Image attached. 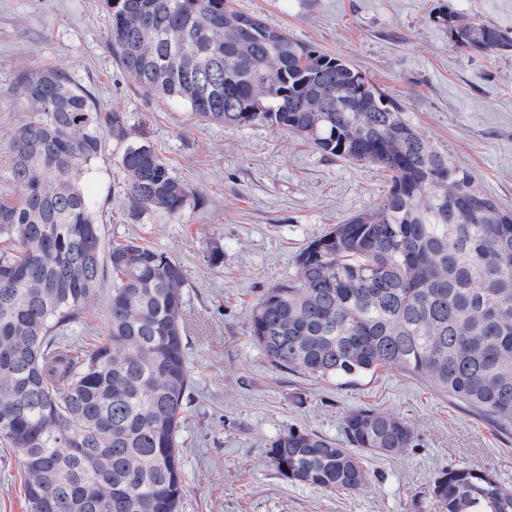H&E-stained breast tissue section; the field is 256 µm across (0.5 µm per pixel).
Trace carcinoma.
<instances>
[{"label": "carcinoma", "mask_w": 512, "mask_h": 512, "mask_svg": "<svg viewBox=\"0 0 512 512\" xmlns=\"http://www.w3.org/2000/svg\"><path fill=\"white\" fill-rule=\"evenodd\" d=\"M108 41L139 90L224 126L267 124L387 173L375 207L311 241L267 289L249 334L271 364L356 382L383 369L422 377L512 423V211L434 149L397 101L346 61L232 0H107ZM453 46L512 53V30L445 15ZM27 104L0 202V447L23 460L29 512H180L178 435L191 378L186 276L136 239L108 246L81 189L126 116L62 72L18 87ZM130 212L175 215L191 189L147 142L119 158ZM112 276L107 328L88 349L59 341ZM402 418L360 408L342 439L293 428L266 444L286 480L324 492L368 483L361 454L412 446ZM433 512H512V490L467 465L440 471Z\"/></svg>", "instance_id": "carcinoma-1"}]
</instances>
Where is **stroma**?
I'll list each match as a JSON object with an SVG mask.
<instances>
[{
    "mask_svg": "<svg viewBox=\"0 0 512 512\" xmlns=\"http://www.w3.org/2000/svg\"><path fill=\"white\" fill-rule=\"evenodd\" d=\"M294 38L344 59L405 108L417 131L512 209V53L456 49L442 13L512 29V0H235ZM106 0H0V200L8 146L25 109L15 94L30 70L53 67L104 109L124 112L194 192L179 214L131 215L120 189L122 142L107 140L85 191L102 211L106 243L128 238L166 251L186 271L184 317L191 387L179 435L180 512H430L428 488L468 464L512 489V425L400 371L357 383L317 381L273 367L248 332L260 295L296 273L300 252L388 190L367 163L330 158L275 126L227 128L143 95L107 42ZM222 263H207L212 246ZM111 280L81 313L71 342L103 338ZM374 408L413 428V447L364 454L363 491L323 492L283 479L266 443L288 428L338 440L345 414ZM17 454L0 449V512H27Z\"/></svg>",
    "mask_w": 512,
    "mask_h": 512,
    "instance_id": "stroma-1",
    "label": "stroma"
}]
</instances>
